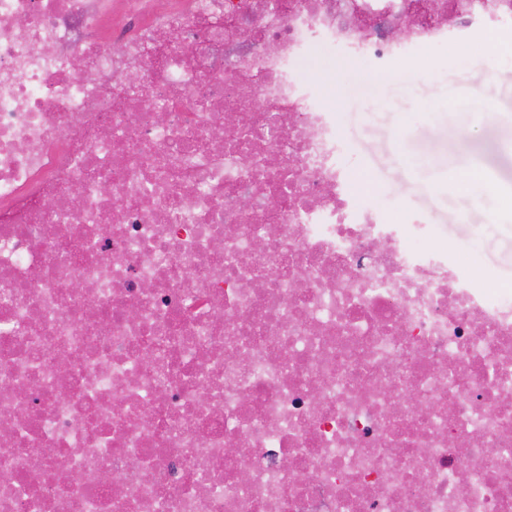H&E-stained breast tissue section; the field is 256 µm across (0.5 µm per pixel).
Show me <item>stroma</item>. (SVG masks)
I'll return each instance as SVG.
<instances>
[{
	"label": "stroma",
	"mask_w": 512,
	"mask_h": 512,
	"mask_svg": "<svg viewBox=\"0 0 512 512\" xmlns=\"http://www.w3.org/2000/svg\"><path fill=\"white\" fill-rule=\"evenodd\" d=\"M490 39L472 30L466 49L422 50L390 76L316 43L306 73L317 103L336 109L362 204L421 233L476 288L512 286V212L464 186L473 169L512 186V55L490 57ZM453 96L465 104L452 112Z\"/></svg>",
	"instance_id": "1"
}]
</instances>
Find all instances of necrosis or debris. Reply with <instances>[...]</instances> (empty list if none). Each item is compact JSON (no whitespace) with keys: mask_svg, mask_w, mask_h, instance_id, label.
I'll return each instance as SVG.
<instances>
[{"mask_svg":"<svg viewBox=\"0 0 512 512\" xmlns=\"http://www.w3.org/2000/svg\"><path fill=\"white\" fill-rule=\"evenodd\" d=\"M507 22L0 0V512H512V288L357 202L302 75Z\"/></svg>","mask_w":512,"mask_h":512,"instance_id":"1","label":"necrosis or debris"}]
</instances>
